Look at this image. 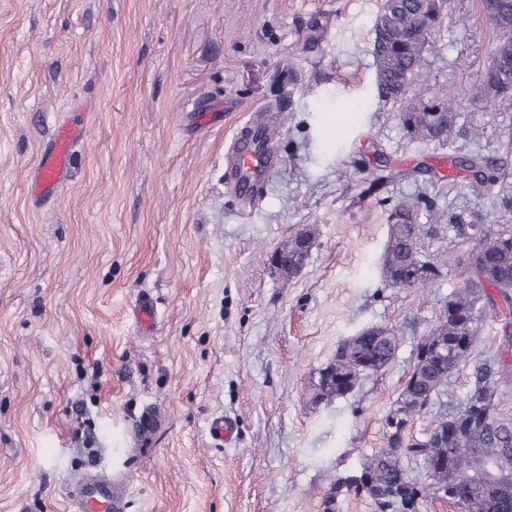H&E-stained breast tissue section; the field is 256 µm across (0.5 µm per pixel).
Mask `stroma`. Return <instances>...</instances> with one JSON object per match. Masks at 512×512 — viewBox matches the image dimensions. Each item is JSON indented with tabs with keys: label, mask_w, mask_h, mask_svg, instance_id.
I'll use <instances>...</instances> for the list:
<instances>
[{
	"label": "stroma",
	"mask_w": 512,
	"mask_h": 512,
	"mask_svg": "<svg viewBox=\"0 0 512 512\" xmlns=\"http://www.w3.org/2000/svg\"><path fill=\"white\" fill-rule=\"evenodd\" d=\"M380 0H0V512H78L76 480L122 478L126 512H378L334 492L383 425L463 279L454 251L431 288L385 281L388 215L424 194L476 224L512 196V99L473 102L470 73L500 36L481 0H448L424 84L451 90L458 136L411 138L381 97L371 53ZM217 104L206 128L194 107ZM85 105L87 134L55 201L26 174L55 126ZM267 108L282 164L241 205L224 176L234 129ZM497 159L474 197L442 161ZM412 170L375 185L381 164ZM316 243L286 279L270 253ZM150 292L152 332L132 307ZM372 326L395 361L314 403L312 376ZM235 423L231 442L208 433Z\"/></svg>",
	"instance_id": "stroma-1"
}]
</instances>
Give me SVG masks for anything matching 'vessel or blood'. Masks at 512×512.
I'll use <instances>...</instances> for the list:
<instances>
[{
	"label": "vessel or blood",
	"instance_id": "obj_1",
	"mask_svg": "<svg viewBox=\"0 0 512 512\" xmlns=\"http://www.w3.org/2000/svg\"><path fill=\"white\" fill-rule=\"evenodd\" d=\"M85 134V115L75 112L56 127L41 148L29 175L28 189L36 203L55 199L61 186L69 180L73 156ZM274 136L273 121L260 110L234 133L228 171L238 197L245 205H254L261 199L267 178L280 163L273 148ZM155 318L151 295L139 294L135 301L137 325L144 330L150 329ZM75 496L80 512H125L126 509L123 489L104 482H80L75 488Z\"/></svg>",
	"mask_w": 512,
	"mask_h": 512
}]
</instances>
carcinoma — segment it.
<instances>
[{
	"instance_id": "obj_1",
	"label": "carcinoma",
	"mask_w": 512,
	"mask_h": 512,
	"mask_svg": "<svg viewBox=\"0 0 512 512\" xmlns=\"http://www.w3.org/2000/svg\"><path fill=\"white\" fill-rule=\"evenodd\" d=\"M447 0H392L377 17L372 55L382 97L394 102L414 96L400 113V121L413 138L444 142L455 134V108L448 91L424 98L415 89L422 76L423 55L431 48V37L440 25ZM487 18L501 34L489 65L473 80V98L494 101L512 97V0H485ZM469 173L473 191L478 193L497 182L499 171L489 157H466L455 161ZM432 212L431 198L416 196L398 203L388 216L390 238L383 259L385 279L401 288L426 289L442 276V269L453 259L426 253L421 247L424 225L415 223L419 209ZM504 223L455 224L456 237L469 244L464 279L460 288L448 297V303L428 335L424 354L414 357L409 377L396 408L385 420L386 450L374 453L361 464V482L349 485L340 481L336 488L371 497L379 512H417L419 502L435 492L433 485L410 477L403 457L445 463L444 477L455 482L448 504L466 512H499L497 503L512 499V486L473 482L468 477L470 456L461 448L476 449L488 462L512 473V418L497 410L495 396L500 383L512 377L510 350L497 356L470 362L477 327L482 317L497 311V303L512 300V210L501 215ZM288 251L292 271L298 274L311 250L301 251L291 238L282 246ZM399 338L385 327H372L338 345L332 362L318 372L312 382V397L330 402L355 390L369 373H377L395 359ZM470 365L471 389L457 405L443 401L448 377L459 367ZM437 404L436 424L425 439L402 442L391 428H400Z\"/></svg>"
}]
</instances>
